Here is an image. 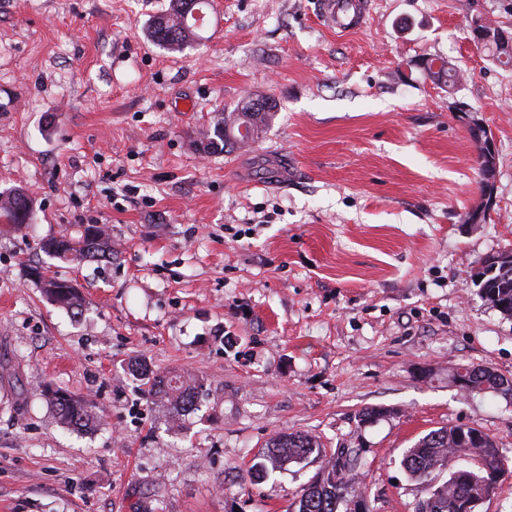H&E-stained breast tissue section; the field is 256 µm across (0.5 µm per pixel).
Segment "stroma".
<instances>
[{"instance_id":"35a3bbf8","label":"stroma","mask_w":512,"mask_h":512,"mask_svg":"<svg viewBox=\"0 0 512 512\" xmlns=\"http://www.w3.org/2000/svg\"><path fill=\"white\" fill-rule=\"evenodd\" d=\"M320 2L210 0L178 53L148 35L169 0H0V191L34 209L0 224V512H287L320 459L252 469L290 433L361 449L370 512H415L403 457L441 427L482 430L512 463V398L448 379L512 377V319L471 281L512 250V66L469 29L512 36V0H369L354 31ZM435 56L464 80L427 79ZM261 97L278 110L258 141L207 150L221 113ZM476 121L496 176L469 224ZM81 224L109 226L111 261L41 250ZM32 266L76 284L82 315ZM136 359L199 379L197 409L171 421ZM48 382L101 426L58 424ZM367 408L384 415L361 423ZM29 274L42 284L43 293L51 304L71 312L74 316L82 314L83 299L70 282L55 277L47 279L40 267H30ZM452 379L468 395L492 393L512 397V379L486 366L459 365Z\"/></svg>"}]
</instances>
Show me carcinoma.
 Returning a JSON list of instances; mask_svg holds the SVG:
<instances>
[{"instance_id":"1","label":"carcinoma","mask_w":512,"mask_h":512,"mask_svg":"<svg viewBox=\"0 0 512 512\" xmlns=\"http://www.w3.org/2000/svg\"><path fill=\"white\" fill-rule=\"evenodd\" d=\"M204 5L206 0H170L168 9L150 25L153 42L170 52L180 53L196 43L200 39L199 19L193 15V10L200 11ZM478 44L488 56L504 65H512V53L505 52L496 39L485 38ZM424 72L433 81L450 88L461 77V72L444 58L440 59L438 69L426 67ZM259 102L261 105L257 107L250 100L224 113L207 134V146L215 150L235 145L242 147L260 138L271 124L277 104L269 98H261ZM493 192L494 183H482L483 201L469 212L474 221L485 219ZM31 215L32 203L23 190L0 192V219L4 223L22 228L29 224ZM42 249L49 256L65 261L112 257L111 236L103 224H85L76 237L61 234L47 239ZM29 274L42 284L43 293L51 304L75 316L82 314L83 299L70 282L48 278L40 267L30 268ZM477 287L482 299L492 308L512 318V265L499 266ZM131 370L138 379L149 382L151 397L166 403L172 421L197 406L198 382L157 375L143 363L132 365ZM452 379L468 395L492 393L512 397V379L486 366L459 365ZM42 392L59 423L78 430H91L99 424L101 417L85 397L51 383L45 384ZM313 453L322 455L315 437L288 434L270 443L267 458L277 465L287 460L305 459ZM359 459L358 448H349L324 459L314 480L302 489L289 512H351L350 502L361 495L360 486L356 484ZM504 462L496 442L478 428L456 425L429 432L407 450L403 459L407 472L425 485L427 493L415 512H478L494 492L505 470ZM443 469L448 471L444 480L440 478Z\"/></svg>"}]
</instances>
